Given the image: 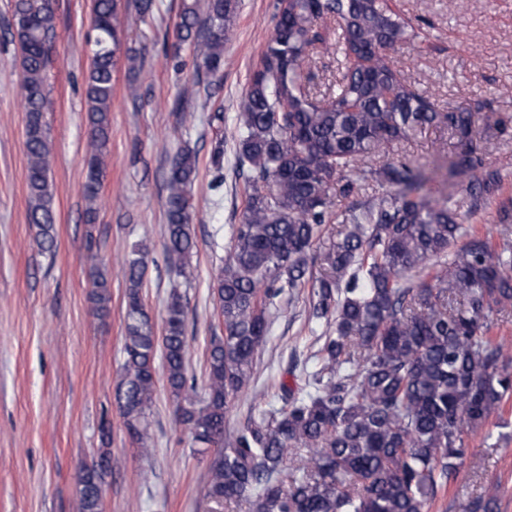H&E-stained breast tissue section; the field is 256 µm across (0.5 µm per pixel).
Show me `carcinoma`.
<instances>
[{
	"mask_svg": "<svg viewBox=\"0 0 512 512\" xmlns=\"http://www.w3.org/2000/svg\"><path fill=\"white\" fill-rule=\"evenodd\" d=\"M238 0H183L173 57L182 46L216 75ZM274 35L239 104L238 158L253 192L233 232L213 294L224 331L207 351V397L185 396L187 305L174 290L162 335L140 297L150 245L136 242L124 264L126 336L116 401L127 432L147 438V415L162 364L177 418L197 453L217 449L205 496L216 507L242 500L250 512H427L449 477L464 475L466 431L512 397V351L491 335L493 315L512 306V246L499 247L466 221L500 188L501 175L471 146L475 123L504 121L486 103L441 109L395 68L391 52L413 44L416 26L387 0H277ZM14 42L26 101L27 223L44 252L55 248L46 112L55 15L46 0H14ZM339 22L345 58L368 60L341 73L324 94L311 86L309 61L330 50L327 24ZM118 0H96L86 37L93 64L85 80L89 134L86 222L103 177L112 76L122 47ZM439 128L460 149L448 164V194L406 155L422 132ZM193 149L178 151L166 180L164 252L189 281L196 247L191 186ZM348 200L333 209V196ZM338 223L321 255L311 320L324 342L301 392L280 386L284 405L224 434L232 398L248 387L273 322L269 305L309 272L322 225ZM464 240L458 249L453 246ZM91 313H110V284L99 268ZM109 458L78 475V512H102ZM485 492L466 512H496Z\"/></svg>",
	"mask_w": 512,
	"mask_h": 512,
	"instance_id": "cac0c4a2",
	"label": "carcinoma"
}]
</instances>
